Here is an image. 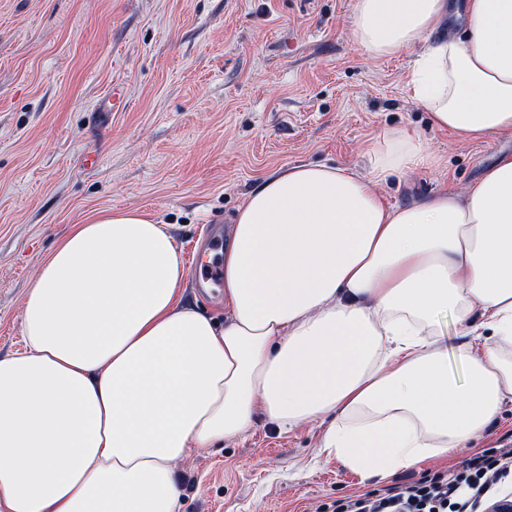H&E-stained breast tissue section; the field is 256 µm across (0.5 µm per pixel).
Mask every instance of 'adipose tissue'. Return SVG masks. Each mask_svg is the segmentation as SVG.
Segmentation results:
<instances>
[{"label":"adipose tissue","instance_id":"obj_1","mask_svg":"<svg viewBox=\"0 0 512 512\" xmlns=\"http://www.w3.org/2000/svg\"><path fill=\"white\" fill-rule=\"evenodd\" d=\"M450 10L353 0L351 35L375 58L416 48L408 90L435 129L510 133L512 0H466L457 35ZM429 162L393 132L371 176H268L229 231L221 320L185 300L169 225H74L27 292L23 350L0 356V512H180L176 465L260 413L329 418L323 451L382 478L468 447L512 402V155L464 192L384 203L378 183Z\"/></svg>","mask_w":512,"mask_h":512}]
</instances>
